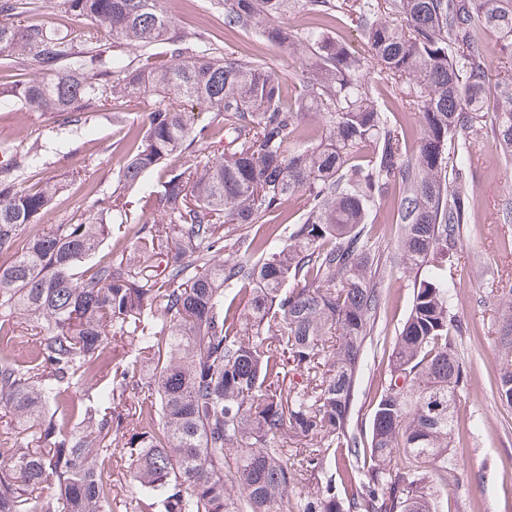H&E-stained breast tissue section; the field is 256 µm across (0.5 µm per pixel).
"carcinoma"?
<instances>
[{
	"mask_svg": "<svg viewBox=\"0 0 512 512\" xmlns=\"http://www.w3.org/2000/svg\"><path fill=\"white\" fill-rule=\"evenodd\" d=\"M39 4L0 0V51L35 73L0 84V102L67 125L154 104L112 192L90 185L94 216L35 231L61 185L30 182L24 158L0 165V249L13 248L0 263V512H111L123 492L131 512H443L464 375L448 274L470 223L472 140L492 135L512 163V0H217L225 29L257 38L249 57L180 31L160 0H57L89 22L78 39L12 21ZM300 5L310 26L278 24ZM485 29L500 41L495 83ZM268 43L309 60L297 81ZM370 73L419 114L416 151ZM311 114L322 125L308 144ZM163 165L132 239L99 255L128 222L125 193ZM397 185L413 299L382 352L363 445L348 425L394 264L364 225ZM294 195L300 222L259 234ZM497 322L496 395L512 408V302ZM109 345L112 368L90 379ZM312 476L325 482L290 501Z\"/></svg>",
	"mask_w": 512,
	"mask_h": 512,
	"instance_id": "obj_1",
	"label": "carcinoma"
}]
</instances>
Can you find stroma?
I'll list each match as a JSON object with an SVG mask.
<instances>
[{"instance_id": "1", "label": "stroma", "mask_w": 512, "mask_h": 512, "mask_svg": "<svg viewBox=\"0 0 512 512\" xmlns=\"http://www.w3.org/2000/svg\"><path fill=\"white\" fill-rule=\"evenodd\" d=\"M162 5L182 31L220 38L235 56L250 55L256 47L251 34L225 31L221 11L206 8L205 0H163ZM152 104V97H144L119 117L107 108L78 127L60 125L53 114L17 103L0 106V163H7L13 149H29L34 155L31 180L52 177L67 185L63 202L52 205L40 230L88 212L87 183L111 191L127 133L139 129ZM470 150L479 156L471 165L472 218L451 282L454 310L462 323L454 346L466 377L458 391V426L450 441L455 470L448 475L445 512H512V408L494 393L501 368L494 310L499 302L512 300V223L502 221L504 204L512 202V165H504L491 137L474 139ZM381 289L384 308L373 338L388 345L409 314L413 281L396 272L383 279ZM384 375V364L372 360L357 378L349 426L357 436L369 433Z\"/></svg>"}]
</instances>
